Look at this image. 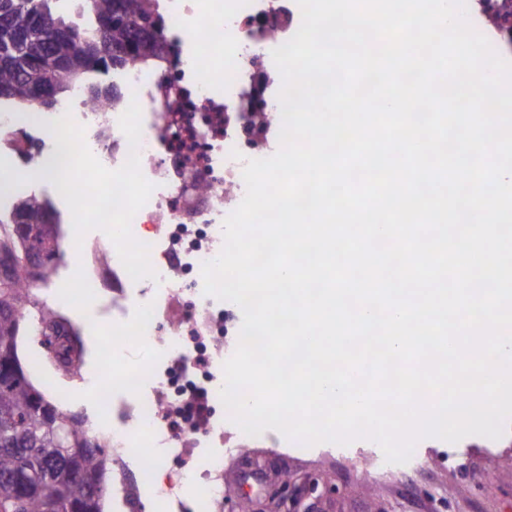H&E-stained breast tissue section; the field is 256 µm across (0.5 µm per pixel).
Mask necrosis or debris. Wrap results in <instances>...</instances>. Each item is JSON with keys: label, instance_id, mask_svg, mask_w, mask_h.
I'll list each match as a JSON object with an SVG mask.
<instances>
[{"label": "necrosis or debris", "instance_id": "necrosis-or-debris-1", "mask_svg": "<svg viewBox=\"0 0 512 512\" xmlns=\"http://www.w3.org/2000/svg\"><path fill=\"white\" fill-rule=\"evenodd\" d=\"M169 57L131 67L107 108L73 90L38 126L0 111V157L56 162V179L76 180L95 225L76 223L83 247L58 283L57 303L93 306L105 286L111 332L100 346L112 365L110 449L133 456L127 477L168 508L157 474L168 459L208 450L200 512L224 508V455L236 434L218 418L223 363L235 342L224 303L203 292L202 265L224 242L226 218L246 193V160L279 145L282 77L271 52L298 25L288 0H157ZM111 226V235L100 229ZM150 350L141 371L123 362L131 346Z\"/></svg>", "mask_w": 512, "mask_h": 512}]
</instances>
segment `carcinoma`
Wrapping results in <instances>:
<instances>
[{
    "label": "carcinoma",
    "mask_w": 512,
    "mask_h": 512,
    "mask_svg": "<svg viewBox=\"0 0 512 512\" xmlns=\"http://www.w3.org/2000/svg\"><path fill=\"white\" fill-rule=\"evenodd\" d=\"M0 0V11L21 22L35 12L41 18L38 36L12 46L0 47V88L8 91L0 102L31 106L33 112H52L59 99L75 84H83L86 97L100 104H115L121 98L116 84L82 83L91 72L107 73L150 63L159 57L153 42L133 38L139 23L152 16L162 19L152 0ZM123 10L125 20L112 25V15ZM48 55L67 60L66 69L50 73L42 62ZM54 82L59 92L48 103L37 100L35 83ZM52 203L34 194L14 205L9 214L0 213V253L21 259L29 252L43 257L39 281L47 284L56 275L59 228H48L44 215ZM23 212L28 224L17 232L14 216ZM31 279L22 263L11 277L0 280V350L18 345V337L35 320L42 327L52 326L64 337L65 326L56 312L42 304L29 288ZM57 356L71 373L80 371L82 359H73L69 345L55 346ZM62 415L28 379L19 356L0 357V493L8 490L5 478L27 462L23 486L16 492L18 503L12 512H102L91 509L99 473V456L108 442L91 438L85 421L73 419L68 431L77 449L58 444L56 417Z\"/></svg>",
    "instance_id": "1"
}]
</instances>
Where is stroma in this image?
Returning <instances> with one entry per match:
<instances>
[{"mask_svg":"<svg viewBox=\"0 0 512 512\" xmlns=\"http://www.w3.org/2000/svg\"><path fill=\"white\" fill-rule=\"evenodd\" d=\"M509 17L512 0H488L472 12L470 24L512 61V38L504 30ZM61 382L69 391L64 412L111 426V412L79 379L65 376ZM368 445L365 439L322 442L300 456L296 441L276 431L246 443L224 457V512H288L289 495H299L310 475L330 491L318 500L299 496L300 512H512V419L496 440L422 438L410 460L393 468L367 464L361 450Z\"/></svg>","mask_w":512,"mask_h":512,"instance_id":"stroma-1","label":"stroma"}]
</instances>
